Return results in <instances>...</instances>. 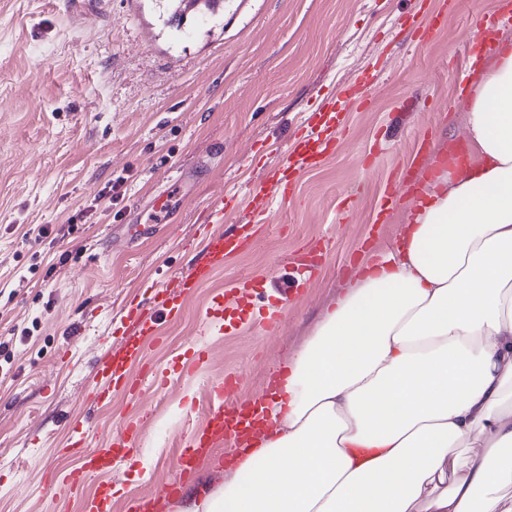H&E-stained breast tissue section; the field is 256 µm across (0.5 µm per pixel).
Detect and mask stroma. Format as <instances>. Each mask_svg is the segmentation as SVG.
Returning <instances> with one entry per match:
<instances>
[{
    "label": "stroma",
    "instance_id": "1",
    "mask_svg": "<svg viewBox=\"0 0 512 512\" xmlns=\"http://www.w3.org/2000/svg\"><path fill=\"white\" fill-rule=\"evenodd\" d=\"M73 2L0 0V336L34 327L0 352V512H83L101 484L111 512H129L172 476L214 381L235 378L233 402L271 396L324 309L368 257L392 251L424 199L426 183H398L417 141L445 166L467 148L455 103L475 77L467 42L479 19L502 13L512 29V0H458L426 42L411 19L442 0H226L218 16L188 10L175 33L153 0L80 13ZM353 85L368 101L341 113L336 149L293 170L288 201L266 204L257 186L320 121L319 96ZM174 180L171 219L155 221L152 201ZM219 195L220 231L246 224L254 241L143 338L131 376L147 363L168 387L89 401L96 358L125 340V309L195 261ZM40 226L48 236L34 235ZM310 253L305 274L296 259ZM289 276L299 293L285 299L277 286ZM218 302L214 322L206 311ZM272 312L278 327L262 333ZM129 420L141 428L114 475L77 495L45 481L75 466L58 453L73 425L105 442Z\"/></svg>",
    "mask_w": 512,
    "mask_h": 512
}]
</instances>
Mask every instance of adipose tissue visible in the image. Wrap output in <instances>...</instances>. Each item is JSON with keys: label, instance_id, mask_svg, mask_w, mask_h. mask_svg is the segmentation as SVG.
<instances>
[{"label": "adipose tissue", "instance_id": "1", "mask_svg": "<svg viewBox=\"0 0 512 512\" xmlns=\"http://www.w3.org/2000/svg\"><path fill=\"white\" fill-rule=\"evenodd\" d=\"M460 110L469 163L290 359L275 430L179 512H512V31Z\"/></svg>", "mask_w": 512, "mask_h": 512}]
</instances>
